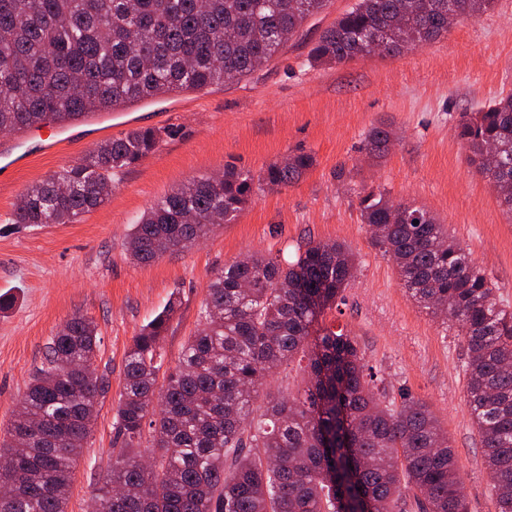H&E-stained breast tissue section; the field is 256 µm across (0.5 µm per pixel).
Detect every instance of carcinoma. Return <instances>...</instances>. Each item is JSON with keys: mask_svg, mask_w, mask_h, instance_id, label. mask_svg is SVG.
Wrapping results in <instances>:
<instances>
[{"mask_svg": "<svg viewBox=\"0 0 512 512\" xmlns=\"http://www.w3.org/2000/svg\"><path fill=\"white\" fill-rule=\"evenodd\" d=\"M330 0H0V132L62 125L160 95L251 75ZM496 0H356L323 31L311 61L341 64L399 54L448 33V15L475 16ZM457 136L469 164L512 214V94L463 112ZM162 130L137 128L30 185L15 224H73L112 193L114 176L154 153ZM392 132L370 129L385 155ZM300 152L255 176L235 166L192 177L134 225L139 262L203 242L231 223L254 185L297 181L313 167ZM362 223L392 261L405 292L469 354L466 398L498 512H512V309L431 212L384 191L359 196ZM357 270L344 244L310 243L296 260L249 255L212 276L200 328L163 385L160 339L172 301L134 338L116 413L110 477L97 512H468L460 468L427 402L384 401L353 337L319 327ZM94 321L71 317L0 440L15 486L0 512H66L75 464L108 379L93 361ZM307 386L296 396L267 377L297 354Z\"/></svg>", "mask_w": 512, "mask_h": 512, "instance_id": "1", "label": "carcinoma"}]
</instances>
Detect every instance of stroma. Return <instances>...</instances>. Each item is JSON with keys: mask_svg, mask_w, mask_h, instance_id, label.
Masks as SVG:
<instances>
[{"mask_svg": "<svg viewBox=\"0 0 512 512\" xmlns=\"http://www.w3.org/2000/svg\"><path fill=\"white\" fill-rule=\"evenodd\" d=\"M355 0H330L298 36L250 77L201 92L173 93L68 124L69 140L21 171L0 176V436L10 426L51 338L74 314L93 318L95 365L110 387L75 467L67 512H92L112 469L115 404L133 339L170 301L179 307L161 345L175 366L198 327L215 271L247 254L294 255L318 241L345 243L357 277L324 322L350 331L389 397L424 399L448 433L461 467L469 512H496L480 438L466 403V343L410 300L393 264L360 220L362 186L386 188L393 201L431 211L469 251L512 306V215L467 161L457 121L512 92V0L464 18L423 47L315 65L310 49ZM390 126L387 153L371 158L367 132ZM141 127L164 130L158 149L115 178L104 204L73 224H16L25 189L78 161L102 141ZM307 152L314 166L280 190H255L229 224L199 245L140 263L128 250L134 224L183 181L225 166L259 173ZM344 178H337V170Z\"/></svg>", "mask_w": 512, "mask_h": 512, "instance_id": "obj_1", "label": "stroma"}]
</instances>
